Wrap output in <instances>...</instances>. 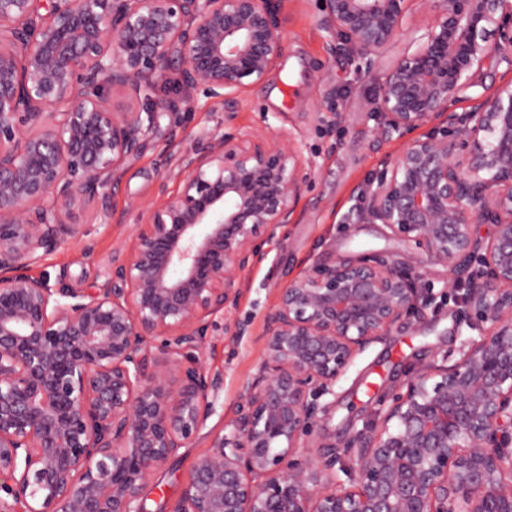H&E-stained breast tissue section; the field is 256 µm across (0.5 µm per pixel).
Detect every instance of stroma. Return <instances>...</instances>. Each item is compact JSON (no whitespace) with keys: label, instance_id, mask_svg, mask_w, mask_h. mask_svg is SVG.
<instances>
[{"label":"stroma","instance_id":"obj_1","mask_svg":"<svg viewBox=\"0 0 512 512\" xmlns=\"http://www.w3.org/2000/svg\"><path fill=\"white\" fill-rule=\"evenodd\" d=\"M322 0H282L286 50L263 83L244 91L232 118L201 92L176 95V108L157 111L150 147L128 160L106 210L85 224L79 241L59 244L31 270L50 284L65 282L89 288L96 282L99 261L108 259L131 235L144 204L155 199L160 181L176 186V172L167 171L166 154L189 149L216 132L251 130L288 141L302 162L305 182L290 223L262 241L257 261L235 279L236 302L226 321L247 324L245 335L218 331L208 337L198 356L207 369L223 374L213 411L191 447L155 474L145 490L146 512H174L196 463L210 450L214 435L234 417L243 386L258 374L264 354L266 315L281 288L315 261L356 263L377 257L403 269H421L435 287L448 278L414 243L396 238L382 224H349L345 217L357 193L384 162L394 159L397 141L377 140L370 114L377 80L432 23L434 11L414 5L403 35L380 54L375 66L358 59L346 63L336 54V33L324 21ZM94 258L83 261L84 244ZM454 302H446L425 318L395 327L383 340L356 356L333 387L329 420L317 427L333 446L338 462L347 459V442L362 429L381 401L399 388L408 374L436 354H457L462 335Z\"/></svg>","mask_w":512,"mask_h":512}]
</instances>
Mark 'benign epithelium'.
<instances>
[{
	"label": "benign epithelium",
	"instance_id": "benign-epithelium-1",
	"mask_svg": "<svg viewBox=\"0 0 512 512\" xmlns=\"http://www.w3.org/2000/svg\"><path fill=\"white\" fill-rule=\"evenodd\" d=\"M0 0V512H145L149 480L189 447L221 375L191 355L231 298L256 239L289 223L304 180L283 139L214 134L176 159L90 290L29 275L81 235L153 112L182 89L230 112L285 52L279 0ZM413 0H325L341 57L372 63ZM434 21L383 75L374 134L405 140L358 194L451 274L386 258L314 263L266 316L243 386L174 512H512V0H420ZM511 78L471 94L492 61ZM121 96L114 104L100 89ZM147 90L161 91L151 111ZM466 100L467 110L456 111ZM493 225L482 239L475 225ZM458 299L459 357H435L348 443L325 448L321 398L367 346ZM343 472L348 482L336 476Z\"/></svg>",
	"mask_w": 512,
	"mask_h": 512
}]
</instances>
